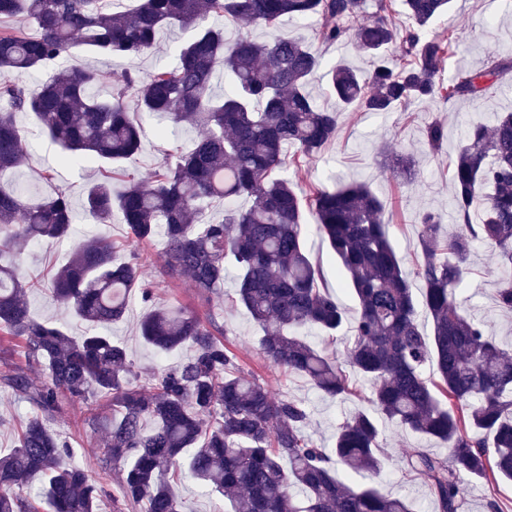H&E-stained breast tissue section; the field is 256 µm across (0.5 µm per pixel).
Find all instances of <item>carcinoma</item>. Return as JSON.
Listing matches in <instances>:
<instances>
[{"mask_svg": "<svg viewBox=\"0 0 512 512\" xmlns=\"http://www.w3.org/2000/svg\"><path fill=\"white\" fill-rule=\"evenodd\" d=\"M138 2L114 13L105 0H0L1 20L22 16L36 29L34 36L0 29V177L25 159L18 112L32 114L60 147V163L109 169L134 163L143 148L130 99L140 112L202 129L148 186L130 174L120 192L108 177L85 189L90 217L110 224L119 216L134 248L117 262L106 237L78 244L52 276L56 299L90 327L82 336L31 315L20 264L27 244L69 236L70 191L58 187L30 203L20 188L0 183V330L22 337L28 365L44 371L39 385L20 368L0 374V384L36 410L17 445L0 456V512H39L28 496L36 478V498L53 512H98L113 470L124 498L144 512H187L171 490L177 470L220 494L231 512H414L408 499L375 485L390 459L380 444L381 417L447 445L445 457L419 447L401 457L405 471L427 482L436 512H461L469 480H512V345L497 342L457 303L474 241L490 244L498 264L512 269V112L465 133L452 162L455 232L445 233L434 212L420 216V299L381 222L380 196L365 183L313 190L316 231L356 298L351 318L320 286V266L304 245L302 198L286 172L288 150L292 163L312 162L336 135L338 114L318 108L309 92L315 78L326 79L346 108L393 112L439 93L451 100L498 91L512 75V59L490 56L483 69H459L441 81L456 36L432 25L450 0H402L400 12L394 0ZM311 16L320 21L319 40H354L373 59V70L328 65L299 39L241 34L228 44L223 28L206 24L212 17L274 28ZM168 23L193 31L173 64L127 73L106 99L95 95L99 72L87 67L62 69L35 89L14 80L79 45L141 57ZM219 66L230 83L217 99L210 89ZM446 137L439 121L424 131L432 149ZM391 162L414 180L408 155L393 153ZM241 197L248 207H235ZM212 199L224 201L218 221L203 215ZM158 228L163 266L172 276H188L207 300L224 287L226 259L233 260L235 304L263 330L262 350L273 366L330 398L357 392L344 365L368 382V407L346 418L332 446L308 438L307 408L274 398L265 382L242 375L214 322L186 307L152 309L140 332L159 353L187 346L192 356L136 383L127 350L99 328L123 318L132 292L151 301L154 285L143 277L151 256L135 245ZM496 299L500 311L512 313V274L499 280ZM422 309L427 329L419 321ZM346 325L351 344L341 358L299 336L303 329L330 335ZM100 398L110 402L112 418L94 475L68 460V442L45 420L61 414L65 403L90 410Z\"/></svg>", "mask_w": 512, "mask_h": 512, "instance_id": "carcinoma-1", "label": "carcinoma"}]
</instances>
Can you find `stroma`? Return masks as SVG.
I'll return each mask as SVG.
<instances>
[{"label": "stroma", "mask_w": 512, "mask_h": 512, "mask_svg": "<svg viewBox=\"0 0 512 512\" xmlns=\"http://www.w3.org/2000/svg\"><path fill=\"white\" fill-rule=\"evenodd\" d=\"M316 19L284 21L275 33L282 37L299 38L326 63H345L361 71H369L371 61L350 45H327L315 35ZM456 27L455 54L441 66V77H449L455 68H482L488 55L512 57V0H453L447 17L437 21L435 30ZM191 36L179 26L165 27L159 38L158 49L150 56L128 59L95 54L88 49H76L74 64L97 69L102 75V90H109L113 82L126 72L145 74L169 65L176 49ZM312 95L321 108L338 110L336 136L320 154L317 161L291 171L290 176L301 188L312 184L328 187L352 181L368 183L385 201L383 219L406 273H414L419 255L418 222L420 214L431 210L439 213L443 224H451L452 187L451 163L466 130L476 124H492L495 113L512 110V88L483 98L445 100L437 96L423 104L411 105L407 111L360 112L340 110L338 100L325 92L323 81H315ZM137 121L146 129L144 148L133 165L142 183H149L166 154L188 147L199 135L198 127L188 123L170 128L167 136H159L157 125L145 114H137ZM441 121L448 136L439 150H430L424 141V130L433 121ZM16 121L26 140V160L10 175L27 199L47 197L56 186L70 187L76 221L69 240H44L30 244L22 254L24 270L38 280L37 288L27 295L30 311L39 320L64 323L71 334L80 335L85 325L65 312L53 299L42 281L46 274L65 264L78 243H87L99 236L112 240L118 248V259L129 256V230L120 221L102 226L87 218L83 210L82 190L86 184L99 178L94 166L72 165L60 167L55 163L58 149L41 133L31 115L20 113ZM399 151L413 160L416 178L406 183L403 176L389 165L388 154ZM305 248L321 267L322 285L334 290L341 304L354 308L355 299L343 289L344 276L329 247L315 228L306 232ZM141 251L154 257L153 265L146 267L145 278L154 283L152 303L142 302L132 295L125 318L110 326L109 331L125 344L140 378L167 368L184 359L176 351L158 354L146 346L139 335V323L151 307L182 305L196 311L201 317H211L223 328V340L236 355L245 376L268 382L278 398H290L302 403L309 411L305 428L314 440L330 442L337 426L356 411L361 402L356 398L336 400L324 397L306 379L272 367L259 345L261 330L244 308L232 304L236 282L226 278L221 296L203 300L189 278H173L164 273L158 258L163 249L161 238L142 243ZM503 271L499 269L491 248L475 242L470 273L458 292V300L478 319L488 323L499 341L512 340V317L503 316L495 304V293ZM33 407L24 399L0 389V450L9 451L17 442L21 425L32 416ZM84 405H65L62 414L49 424L50 429L66 436L76 462L96 469L101 453L102 433L87 423ZM382 491L408 498L416 512H434L433 498L427 484L418 476L405 472L400 463H392L379 484ZM497 501L502 512H512V482L502 481L486 485L473 480L468 484L464 512H489L490 501Z\"/></svg>", "instance_id": "obj_1"}]
</instances>
